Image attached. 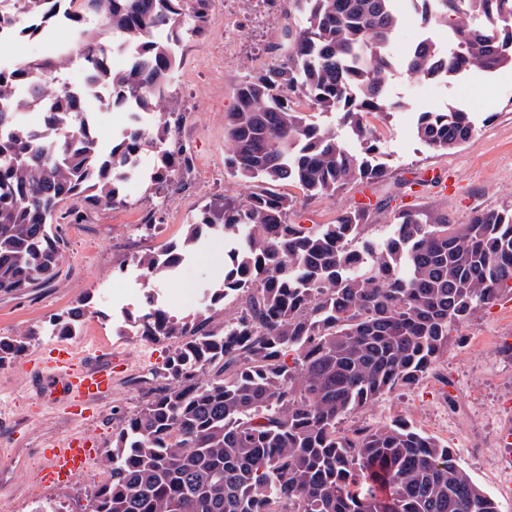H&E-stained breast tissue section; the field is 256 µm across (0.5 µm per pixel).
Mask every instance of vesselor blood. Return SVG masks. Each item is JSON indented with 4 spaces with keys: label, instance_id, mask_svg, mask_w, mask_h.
Segmentation results:
<instances>
[{
    "label": "vessel or blood",
    "instance_id": "1",
    "mask_svg": "<svg viewBox=\"0 0 512 512\" xmlns=\"http://www.w3.org/2000/svg\"><path fill=\"white\" fill-rule=\"evenodd\" d=\"M33 381L41 396L69 408L111 394L115 386L111 358H92L87 352L62 345L42 358ZM94 441L78 431L59 441L43 455V484L58 485L78 479L96 458Z\"/></svg>",
    "mask_w": 512,
    "mask_h": 512
}]
</instances>
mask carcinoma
<instances>
[{"label": "carcinoma", "mask_w": 512, "mask_h": 512, "mask_svg": "<svg viewBox=\"0 0 512 512\" xmlns=\"http://www.w3.org/2000/svg\"><path fill=\"white\" fill-rule=\"evenodd\" d=\"M0 10V27L45 36L57 0H18ZM284 27L288 53L235 88L227 113V167L254 184L242 199L215 202L185 225L180 244L136 262L147 281L177 267L208 232L238 241L224 256V278L201 308L178 316L150 300L125 329L172 342L156 386L119 418L111 472L90 512H499L498 504L459 466L454 452L405 421L362 426L340 420L400 389L436 375L451 333L474 310L512 293V211H482L466 224L427 210L394 214L393 234L366 235L373 211L354 207L332 224L288 223L295 186L306 199L333 196L352 180L375 182L383 167L370 116L399 107L387 94L394 63L387 47L399 19L392 0H292ZM73 45L0 67V293L48 285L62 253L52 225L79 220L66 201L124 203L127 162L168 140L173 51L183 17L200 33L210 0H70ZM486 19L470 25L467 13ZM457 17L455 47L426 44L407 58L417 78L450 77L512 65V0H418L417 22ZM39 19L18 25L19 16ZM133 51L113 56L95 22ZM76 51L89 78L112 89L105 107L149 117L105 149L87 122V100L56 73ZM41 77L31 75V65ZM303 97L336 112L365 145L349 153L335 132L309 123L290 105ZM40 110L34 127L20 116ZM416 133L446 154L471 142L476 128L459 108L421 113ZM193 159L165 150L147 173L161 189ZM240 298L217 328L216 307ZM85 304L50 320L60 336L90 315ZM32 334L0 336V364L23 355Z\"/></svg>", "instance_id": "cac0c4a2"}]
</instances>
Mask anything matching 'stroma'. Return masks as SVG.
<instances>
[{
	"mask_svg": "<svg viewBox=\"0 0 512 512\" xmlns=\"http://www.w3.org/2000/svg\"><path fill=\"white\" fill-rule=\"evenodd\" d=\"M291 7L290 0H211L205 32L186 37L177 49L181 65L170 88L176 120L167 146L187 149L193 158L190 173L159 190L133 174L123 185L125 205L80 204V223L57 227L65 261L56 283L0 294V336L34 335L25 355L0 365V512H34L39 506L48 512H88L90 493L108 480L109 469L99 460L71 485H44L41 454L77 429L95 437L100 447H110L113 424L145 401L157 384L154 372L172 349L168 342L119 335L125 314L139 313L150 292L163 294L169 310L190 313L199 308L205 289L220 282L228 249L220 236L203 238L176 274L151 284L140 278L133 259L178 243L185 224L210 201L251 191V184L232 177L225 166V115L235 106V85L277 58L282 17ZM388 94L399 107L374 122L376 159L386 170L382 181H354L334 196L310 200L300 189L286 187L296 199L290 223L331 224L366 201L379 206L367 234L383 240L392 234L393 213L402 206L447 214L454 224L467 223L477 210H512V67L446 82L417 79L399 67L390 76ZM450 107L471 112L477 136L438 155L419 141L416 122L419 113ZM150 216L154 229L142 231ZM80 301L88 302L94 315L75 335H48L51 318ZM61 343L86 350L109 347L126 360L112 394L81 417L29 390L32 359ZM511 345L512 294H506L451 336L438 377L384 397L341 428L405 419L452 448L461 468L496 500L500 512H512V475L504 467L512 447L499 448L498 467L470 447L471 439L493 441L512 427Z\"/></svg>",
	"mask_w": 512,
	"mask_h": 512,
	"instance_id": "35a3bbf8",
	"label": "stroma"
}]
</instances>
